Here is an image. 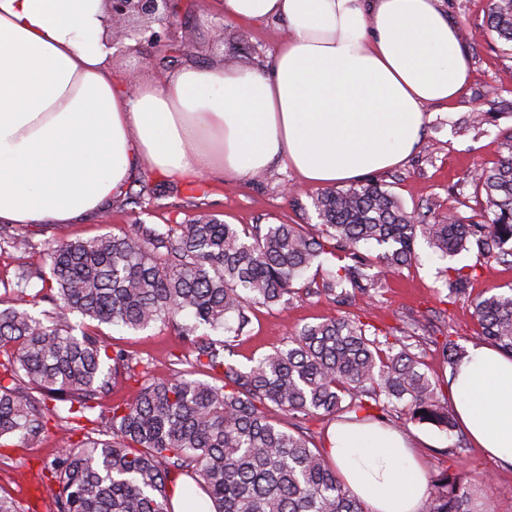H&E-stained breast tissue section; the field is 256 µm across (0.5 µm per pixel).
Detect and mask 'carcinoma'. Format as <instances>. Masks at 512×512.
Returning <instances> with one entry per match:
<instances>
[{
  "label": "carcinoma",
  "instance_id": "carcinoma-1",
  "mask_svg": "<svg viewBox=\"0 0 512 512\" xmlns=\"http://www.w3.org/2000/svg\"><path fill=\"white\" fill-rule=\"evenodd\" d=\"M487 28L512 47V0H491ZM501 147L496 162L465 175L485 197L480 223L451 208L409 213L369 181L317 195V235L301 224L240 228L203 213L162 227L137 221L120 235L59 239L40 250L15 225L0 224V253L25 258L0 279L11 297L0 309V447L42 439L51 420L70 436L85 429L96 400L132 380L135 400L97 417L106 438L70 442L51 462L52 512H168L182 476L202 491L205 502L195 508L206 512H364L327 454L271 410L296 420L339 413L383 420L399 407L411 420L449 430L452 414L418 356L402 339L381 341L340 312L303 326L243 371L226 361L227 341L198 330L237 338L254 304L282 306L298 293L341 302L349 288L367 294L411 262L419 236L445 257L474 246L512 266V134ZM371 241L382 247L372 259L360 251ZM338 251L345 263L322 283H299ZM472 276L453 269L448 296H466ZM41 302L81 321L46 323L31 311ZM474 314L485 339L512 353V287L476 298ZM91 322L135 331L167 323L210 380L181 371L153 378L126 351H108ZM441 355L454 372L465 352L448 338ZM429 512H476L462 473L442 475Z\"/></svg>",
  "mask_w": 512,
  "mask_h": 512
}]
</instances>
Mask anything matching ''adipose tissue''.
Returning a JSON list of instances; mask_svg holds the SVG:
<instances>
[{"label":"adipose tissue","mask_w":512,"mask_h":512,"mask_svg":"<svg viewBox=\"0 0 512 512\" xmlns=\"http://www.w3.org/2000/svg\"><path fill=\"white\" fill-rule=\"evenodd\" d=\"M281 19L269 72L189 65L118 85L104 0H0V222L72 224L135 169L250 180L284 160L319 186L405 162L425 108L463 93L469 60L442 0H223ZM476 446L512 467V356L471 348L450 384ZM326 453L371 512H419L423 467L404 436L344 422Z\"/></svg>","instance_id":"ef3b65f1"}]
</instances>
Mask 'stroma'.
Wrapping results in <instances>:
<instances>
[{"mask_svg": "<svg viewBox=\"0 0 512 512\" xmlns=\"http://www.w3.org/2000/svg\"><path fill=\"white\" fill-rule=\"evenodd\" d=\"M489 4L490 0H444L449 19L458 28L478 35L477 40L463 43L471 64L470 82L454 103L427 106L421 142L402 166L374 175L407 211L444 213L454 207L462 216L475 220L482 210L480 198L463 174L474 164L497 161L503 136L512 131V49L485 34ZM219 23L224 26L220 39L215 36ZM185 34L190 37L186 45L181 42ZM285 34V24L276 21L240 23L224 19L222 0H182L173 29L162 31L160 42L139 44L115 39L112 75L123 80L136 69L141 78H158L187 65L216 61L267 70ZM145 57L151 58V65L139 68V61ZM318 192L317 186L278 161L247 182L210 179L203 193L197 195L189 185L173 182L168 193L148 199L142 206L126 204L120 195L81 223L29 226L25 232L43 249L58 238L118 234L137 220L163 225L200 212L228 224H301L313 231L319 222L313 206ZM415 252L412 263L379 282L372 297L353 291L339 305L324 295L299 294L291 296L283 307L253 305L251 324L233 345L232 362L249 367L252 360L282 347L295 330L342 311L381 332L408 333L422 371L437 384L442 403H450V369L437 342L448 336L466 348L483 345L485 339L471 300L493 288L511 287L512 268L473 251L444 258L422 238L417 239ZM465 265L477 269L469 295L450 299L447 270ZM98 335L109 349H122L140 359L152 377L166 378L176 369L191 368L186 361L189 351L170 326L158 323L137 332H117L103 326ZM177 355L184 359L179 367L173 362ZM389 425L405 434L420 458L428 495H435L441 472H461L468 478L476 503L490 512H512V468L502 467L486 456L471 442L462 425L446 431L406 420L402 415L391 417ZM62 445V434L53 426L41 443L0 447V487L22 500L31 512H49L44 484L48 466Z\"/></svg>", "mask_w": 512, "mask_h": 512, "instance_id": "obj_1", "label": "stroma"}]
</instances>
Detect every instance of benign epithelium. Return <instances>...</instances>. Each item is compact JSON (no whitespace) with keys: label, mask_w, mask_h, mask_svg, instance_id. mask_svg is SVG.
<instances>
[{"label":"benign epithelium","mask_w":512,"mask_h":512,"mask_svg":"<svg viewBox=\"0 0 512 512\" xmlns=\"http://www.w3.org/2000/svg\"><path fill=\"white\" fill-rule=\"evenodd\" d=\"M175 0H105L107 27H123L122 34L137 42L145 39L150 24L172 25Z\"/></svg>","instance_id":"benign-epithelium-1"}]
</instances>
